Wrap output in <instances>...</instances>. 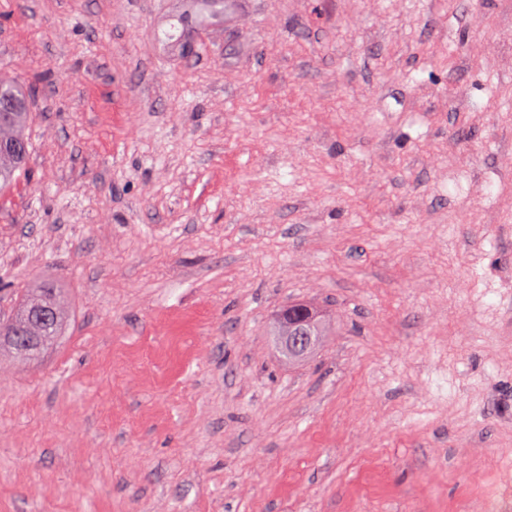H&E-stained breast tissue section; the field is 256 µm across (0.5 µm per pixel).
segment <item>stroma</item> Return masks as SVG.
<instances>
[{
	"label": "stroma",
	"mask_w": 512,
	"mask_h": 512,
	"mask_svg": "<svg viewBox=\"0 0 512 512\" xmlns=\"http://www.w3.org/2000/svg\"><path fill=\"white\" fill-rule=\"evenodd\" d=\"M0 0V512H504L512 0ZM330 334L285 362L272 314ZM0 93L13 94L19 99L4 98L0 99V112H19L8 119L0 120V143L4 149L0 150V195L4 196L13 190L18 181L17 172H22L28 155V136L31 120L32 99L23 87L21 80L5 79L1 77ZM27 101L30 106L23 111L25 104L22 100ZM13 141H19L27 146V152L23 159L6 149V145ZM47 311V321L32 319L31 313ZM67 311L60 289L50 286L31 288L22 297L15 313L6 323H0V354L5 348L14 358L24 361L38 356L44 349L55 344L63 335ZM16 336H30L27 347L14 344Z\"/></svg>",
	"instance_id": "obj_1"
}]
</instances>
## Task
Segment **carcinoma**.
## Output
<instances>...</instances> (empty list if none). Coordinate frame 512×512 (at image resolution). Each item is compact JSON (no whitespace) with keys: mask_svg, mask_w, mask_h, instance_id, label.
Returning <instances> with one entry per match:
<instances>
[{"mask_svg":"<svg viewBox=\"0 0 512 512\" xmlns=\"http://www.w3.org/2000/svg\"><path fill=\"white\" fill-rule=\"evenodd\" d=\"M0 93H9L32 103L22 81L1 79ZM31 113L20 112L8 119L0 120V195L13 190L18 181V173L23 171L26 159H20L5 146L13 141L28 144ZM46 311L49 318L40 322L31 313ZM67 322V311L61 290L41 286L28 290L22 297L15 313L5 323H0V353L7 350L14 358L24 361L38 356L44 349L55 344L63 335Z\"/></svg>","mask_w":512,"mask_h":512,"instance_id":"carcinoma-1","label":"carcinoma"}]
</instances>
